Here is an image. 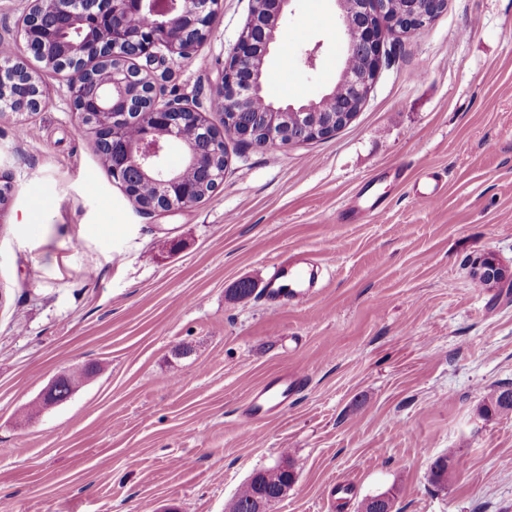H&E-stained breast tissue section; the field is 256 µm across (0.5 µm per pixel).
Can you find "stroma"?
Instances as JSON below:
<instances>
[{
  "instance_id": "35a3bbf8",
  "label": "stroma",
  "mask_w": 512,
  "mask_h": 512,
  "mask_svg": "<svg viewBox=\"0 0 512 512\" xmlns=\"http://www.w3.org/2000/svg\"><path fill=\"white\" fill-rule=\"evenodd\" d=\"M220 0L192 58L152 77L164 98L209 99L248 15ZM333 0H292L266 59L275 102L319 97L345 39ZM319 47L315 68L304 64ZM389 59L356 119L287 148L227 140L223 184L196 205L140 212L78 133L67 75L47 103L0 112V512H227L289 454L270 512H512V415L482 411L512 382V0H448ZM441 188L429 208L413 187ZM379 204L378 217L368 208ZM307 252L323 286L297 306L259 295L272 264ZM257 293L236 301L233 288ZM97 373L72 398L21 412L59 373ZM301 371L287 410L243 433L253 387ZM448 457V481L431 467ZM507 275L505 267L500 265L493 257L481 260L476 269L475 276L478 282L484 286H490Z\"/></svg>"
}]
</instances>
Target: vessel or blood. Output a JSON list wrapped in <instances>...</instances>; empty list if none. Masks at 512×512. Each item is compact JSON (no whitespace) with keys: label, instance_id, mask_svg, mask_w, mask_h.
<instances>
[{"label":"vessel or blood","instance_id":"obj_1","mask_svg":"<svg viewBox=\"0 0 512 512\" xmlns=\"http://www.w3.org/2000/svg\"><path fill=\"white\" fill-rule=\"evenodd\" d=\"M312 267L311 260L301 254L291 255L275 263L265 281L263 300L287 306L306 301L317 286ZM304 385L305 377L302 373L287 371L253 388L240 413L243 430H251L257 422L287 409L302 392Z\"/></svg>","mask_w":512,"mask_h":512}]
</instances>
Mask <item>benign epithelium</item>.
I'll return each instance as SVG.
<instances>
[{
    "instance_id": "1",
    "label": "benign epithelium",
    "mask_w": 512,
    "mask_h": 512,
    "mask_svg": "<svg viewBox=\"0 0 512 512\" xmlns=\"http://www.w3.org/2000/svg\"><path fill=\"white\" fill-rule=\"evenodd\" d=\"M18 25L23 52L38 57L45 68L68 72V92L78 119H90L92 131L112 151V178L122 181L135 172L158 187V197L138 208L150 213L189 207L201 189L183 172L167 163L172 143L188 146L185 167L211 166L214 154L205 144L215 139L214 129L197 108L179 100L165 101L150 77L149 66L167 56L188 59L214 29L220 0H26ZM292 0H250L248 16L240 30L217 83L212 102L230 115L224 136L267 149L324 139L336 128L351 124L353 101L363 107L387 60L385 32L404 34L425 29L441 11L445 0H421L410 15L395 16L391 0H333L344 31L346 57L363 59L356 72L342 66L337 83L352 89V96L336 98L332 88L320 98L296 104L257 106L268 80L265 65L276 42L280 22ZM148 13L149 28L128 23L132 15ZM145 63H140V60ZM0 92L11 104L0 112H38L45 104L39 75L20 59L0 68ZM340 116L320 122L318 112ZM145 112L150 122L131 138L122 130L131 115ZM507 275L492 257L481 260L475 276L489 286Z\"/></svg>"
}]
</instances>
